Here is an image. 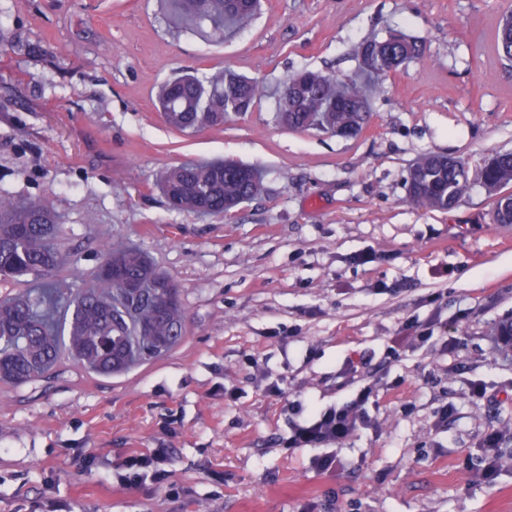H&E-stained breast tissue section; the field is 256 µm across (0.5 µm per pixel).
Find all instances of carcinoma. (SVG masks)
Instances as JSON below:
<instances>
[{
    "label": "carcinoma",
    "mask_w": 512,
    "mask_h": 512,
    "mask_svg": "<svg viewBox=\"0 0 512 512\" xmlns=\"http://www.w3.org/2000/svg\"><path fill=\"white\" fill-rule=\"evenodd\" d=\"M189 21L209 26L207 36L221 38L224 22L237 28L250 25L258 0H172ZM497 59L512 66V11L496 28ZM393 56L414 59L421 53L417 41L399 36L386 44ZM401 63L385 58L365 72L371 88L356 77L340 81L332 75L304 71L307 82L297 98L278 96L277 119L288 117L292 130L331 131L336 121L353 115L363 127L367 113L353 115L348 106L367 104L368 91H377L380 81ZM260 96L256 81L230 71L200 79L186 75L167 83L158 97L166 122L180 130L218 126L229 118L249 111ZM443 155L427 154L408 171L407 197L425 210H446L448 202L461 200L469 184L461 175L469 172L464 163L448 167ZM485 188L494 189V219L507 223L502 202L512 199V153L498 155L496 162L482 166L475 174ZM160 187L168 204L194 214L219 216L226 206L252 199L261 191L256 171L245 164L227 166L224 162L183 163L161 177ZM54 207L48 200L0 208V276L18 280L31 276L38 296H19L0 302V381L22 384L49 369L67 353L85 368L112 375L137 360L159 358L182 338L184 331L178 289L173 280L158 287L163 275L138 249L126 247L105 254L98 279L101 290L89 289L72 300L69 314H59L56 273L64 257L55 247ZM133 284L123 288L117 280ZM498 350L512 352V318L501 322ZM480 471L494 476L502 466L501 448L483 444L477 448Z\"/></svg>",
    "instance_id": "obj_1"
}]
</instances>
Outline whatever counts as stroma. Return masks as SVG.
<instances>
[{"label": "stroma", "instance_id": "stroma-1", "mask_svg": "<svg viewBox=\"0 0 512 512\" xmlns=\"http://www.w3.org/2000/svg\"><path fill=\"white\" fill-rule=\"evenodd\" d=\"M508 10L261 0L214 42L170 0H0V203L53 201L62 300L97 286L108 249L135 245L174 279L185 321L169 353L126 372L64 357L0 383V512H512V459L487 483L475 455L512 424V357L494 344L512 317V224L494 223L480 184L432 211L405 187L429 153L475 170L512 152V69L482 56ZM395 31L424 53L383 79L357 137L276 121L287 74L346 78L358 42ZM227 68L264 87L250 112L192 133L165 123L166 80ZM217 159L257 168L261 195L212 218L171 209L159 176ZM423 333L431 343L394 342ZM438 336L458 350L441 355ZM362 355L368 368L348 372ZM367 383L368 425L336 448V470L289 447L307 412ZM157 448L180 498L169 483L118 482L128 456Z\"/></svg>", "mask_w": 512, "mask_h": 512}]
</instances>
